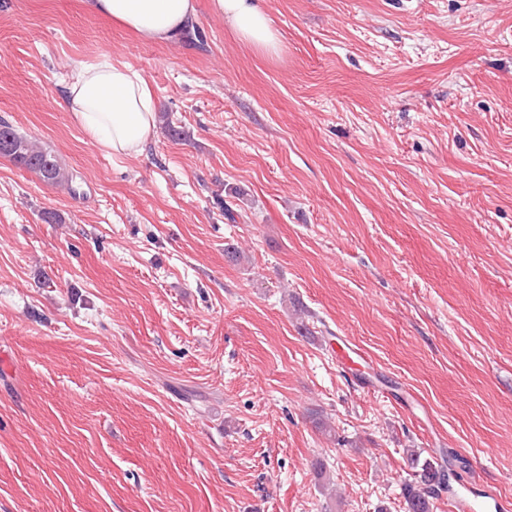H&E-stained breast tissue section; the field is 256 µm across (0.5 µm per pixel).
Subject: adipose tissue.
Instances as JSON below:
<instances>
[{"label": "adipose tissue", "instance_id": "1", "mask_svg": "<svg viewBox=\"0 0 512 512\" xmlns=\"http://www.w3.org/2000/svg\"><path fill=\"white\" fill-rule=\"evenodd\" d=\"M142 38L165 42L195 17L197 0H86ZM244 43L273 51L278 36L257 0H210ZM64 102L90 140L115 155L141 152L155 132V107L143 76L104 57L74 69L64 83Z\"/></svg>", "mask_w": 512, "mask_h": 512}]
</instances>
